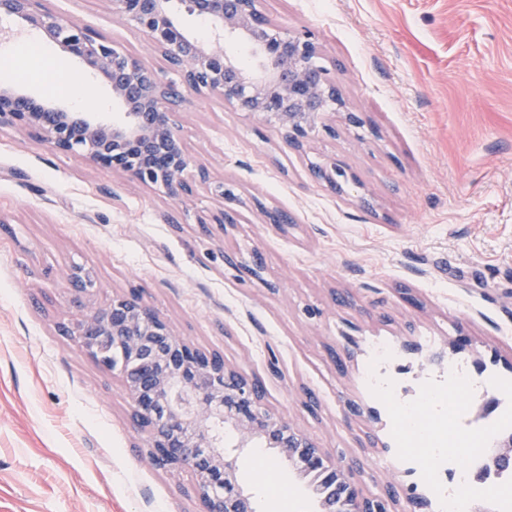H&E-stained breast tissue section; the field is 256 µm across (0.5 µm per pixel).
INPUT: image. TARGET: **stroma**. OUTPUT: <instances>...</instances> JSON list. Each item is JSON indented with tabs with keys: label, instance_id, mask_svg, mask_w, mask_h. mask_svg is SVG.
<instances>
[{
	"label": "stroma",
	"instance_id": "obj_1",
	"mask_svg": "<svg viewBox=\"0 0 512 512\" xmlns=\"http://www.w3.org/2000/svg\"><path fill=\"white\" fill-rule=\"evenodd\" d=\"M140 61L174 73L108 0H47ZM291 31L310 30L322 63L363 128L328 115L335 138L289 147L280 131L219 94L184 91L181 136L212 181L233 188L234 227L200 217L224 202L207 185L171 196L129 175L0 127V512H200L190 473L156 468L119 372L103 371L68 333L79 311L73 267L96 281L97 307L141 300L227 368L260 378L263 403L350 469L364 494L394 489L401 512L429 496L396 455L385 405L365 373L371 345L392 343L387 369L402 401L459 366L475 381L463 423L486 427L512 380V0H261ZM0 20V85L68 106L37 83ZM88 111L118 120L111 91L58 53ZM336 160L334 186L315 165ZM285 213L267 223L256 202ZM232 254L256 274L224 262ZM420 352L408 351V344ZM495 407L482 412L487 400ZM256 512H316L286 464L235 450ZM288 488L269 498L261 469Z\"/></svg>",
	"mask_w": 512,
	"mask_h": 512
}]
</instances>
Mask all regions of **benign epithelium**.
<instances>
[{
    "label": "benign epithelium",
    "instance_id": "1",
    "mask_svg": "<svg viewBox=\"0 0 512 512\" xmlns=\"http://www.w3.org/2000/svg\"><path fill=\"white\" fill-rule=\"evenodd\" d=\"M43 2L0 0V18L41 31L78 58L111 87L123 118L108 124L93 112H70L1 85L0 126L28 129L60 151L173 196L192 193L186 174L196 165L174 105L183 87L221 94L236 110L284 132L295 148L320 131L336 136V128L326 123L332 112L343 113L350 127L364 126L361 116L345 110L313 35L274 23L260 0H107L112 15L134 24L161 52L178 83L162 80L153 67L94 30L58 20ZM181 9L210 22L212 37L189 35L178 18ZM226 36L250 47L254 67L244 68L224 54ZM72 335L101 368L120 372L132 418L148 434L150 461L164 470L190 471L202 512H252L214 432L217 425L239 433L238 448L259 439L274 458L292 464L318 495L320 512H394L395 495H364L348 470L262 406L256 379L226 368L176 334L135 291L83 313ZM485 456L496 469L511 467L512 432L503 433Z\"/></svg>",
    "mask_w": 512,
    "mask_h": 512
}]
</instances>
